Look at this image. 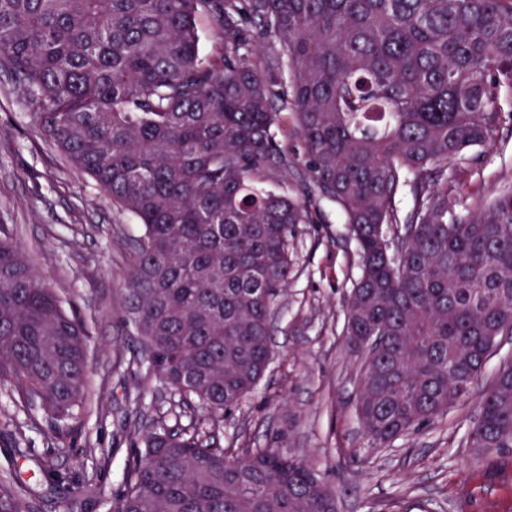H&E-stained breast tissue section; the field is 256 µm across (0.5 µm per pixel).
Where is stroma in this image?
<instances>
[{"instance_id":"35a3bbf8","label":"stroma","mask_w":512,"mask_h":512,"mask_svg":"<svg viewBox=\"0 0 512 512\" xmlns=\"http://www.w3.org/2000/svg\"><path fill=\"white\" fill-rule=\"evenodd\" d=\"M498 139L475 158L449 164L448 190L456 209L482 207L512 183V95L503 98ZM139 226L119 211L88 176L42 137L15 77L0 62V238H12L47 282L85 317L90 386L81 426L67 428L38 409L23 410L0 384V469L13 446L21 482L38 487L36 460L50 461L72 480L93 477L86 500L63 486L45 493L41 512H107L123 489V471L138 433L159 414L168 424L201 420L198 405L170 414L173 396L148 364H130L140 339L125 322L126 279ZM295 265L273 315L274 359L255 391L216 434L235 451L275 448L293 453L335 489L340 512H512V449L483 455L465 445L478 401L512 339L486 363L470 399L447 416L373 446L355 414L360 355L343 332L345 299L360 274L357 248L336 205L316 203V221L294 234ZM109 451L107 469L94 472L93 449Z\"/></svg>"}]
</instances>
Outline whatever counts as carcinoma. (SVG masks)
Returning a JSON list of instances; mask_svg holds the SVG:
<instances>
[{
    "instance_id": "carcinoma-1",
    "label": "carcinoma",
    "mask_w": 512,
    "mask_h": 512,
    "mask_svg": "<svg viewBox=\"0 0 512 512\" xmlns=\"http://www.w3.org/2000/svg\"><path fill=\"white\" fill-rule=\"evenodd\" d=\"M201 16L220 41L209 57ZM0 60L42 135L142 226L126 322L155 375L204 413L154 421L109 512H336L302 460L236 455L211 434L269 367L294 227L315 223L318 199L357 245L344 330L364 355L356 416L375 445L468 399L497 349L487 337L512 336V186L459 215L444 182L499 135L512 0H0ZM288 117L300 163L276 132ZM87 347L84 321L1 238L0 383L67 427L83 415ZM466 445L512 448V359ZM38 499L0 477V512Z\"/></svg>"
}]
</instances>
